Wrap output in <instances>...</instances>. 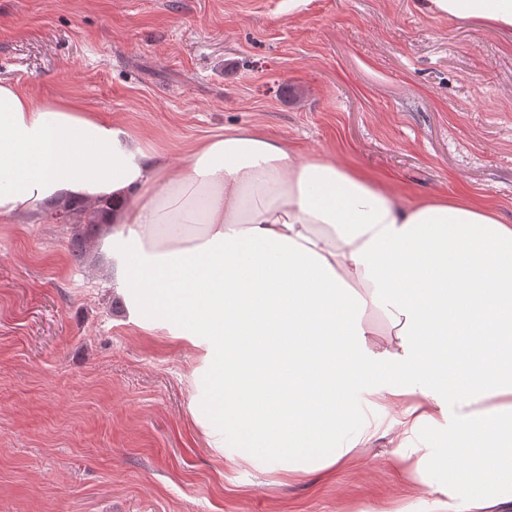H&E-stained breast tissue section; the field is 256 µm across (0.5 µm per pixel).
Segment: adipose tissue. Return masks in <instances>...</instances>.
<instances>
[{
  "label": "adipose tissue",
  "instance_id": "obj_1",
  "mask_svg": "<svg viewBox=\"0 0 512 512\" xmlns=\"http://www.w3.org/2000/svg\"><path fill=\"white\" fill-rule=\"evenodd\" d=\"M512 36V0H421ZM113 202L100 256L129 322L199 352L190 411L208 447L327 472L374 431L350 414L382 363L401 433L448 408L446 498L512 503V224L469 197L412 199L369 173L232 128L180 165L79 102L0 82V220ZM397 331L368 346L369 307Z\"/></svg>",
  "mask_w": 512,
  "mask_h": 512
}]
</instances>
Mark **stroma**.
Wrapping results in <instances>:
<instances>
[{"mask_svg":"<svg viewBox=\"0 0 512 512\" xmlns=\"http://www.w3.org/2000/svg\"><path fill=\"white\" fill-rule=\"evenodd\" d=\"M75 97L182 164L200 139L258 128L301 155L466 193L512 223V41L417 0H0V82ZM71 225L0 222V512H424L392 465L448 440L398 434L376 372L353 398L378 435L331 475L291 478L208 448L189 409L195 351L114 310Z\"/></svg>","mask_w":512,"mask_h":512,"instance_id":"stroma-1","label":"stroma"}]
</instances>
